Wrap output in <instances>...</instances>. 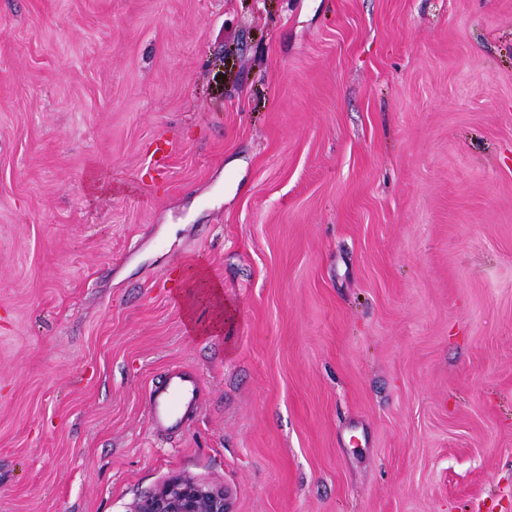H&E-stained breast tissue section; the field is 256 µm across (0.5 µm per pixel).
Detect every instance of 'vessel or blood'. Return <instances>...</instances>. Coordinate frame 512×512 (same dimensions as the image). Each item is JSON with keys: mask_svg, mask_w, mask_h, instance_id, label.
Listing matches in <instances>:
<instances>
[{"mask_svg": "<svg viewBox=\"0 0 512 512\" xmlns=\"http://www.w3.org/2000/svg\"><path fill=\"white\" fill-rule=\"evenodd\" d=\"M195 375L180 367L168 370L162 384L149 393V418L153 430L164 434L190 426L199 410Z\"/></svg>", "mask_w": 512, "mask_h": 512, "instance_id": "obj_1", "label": "vessel or blood"}]
</instances>
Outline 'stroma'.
Listing matches in <instances>:
<instances>
[{
	"instance_id": "35a3bbf8",
	"label": "stroma",
	"mask_w": 512,
	"mask_h": 512,
	"mask_svg": "<svg viewBox=\"0 0 512 512\" xmlns=\"http://www.w3.org/2000/svg\"><path fill=\"white\" fill-rule=\"evenodd\" d=\"M173 364L202 402L160 438ZM177 474L512 512V0H0V512ZM184 277L188 278L189 288H194L189 299L182 304L184 320L196 337L220 335L224 332V323L234 318L230 306L224 303L221 284L212 279L207 268L200 262L188 260L184 263ZM207 300L211 310L210 318L205 322L195 318V304L199 297Z\"/></svg>"
}]
</instances>
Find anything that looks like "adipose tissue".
Returning a JSON list of instances; mask_svg holds the SVG:
<instances>
[{
  "instance_id": "1",
  "label": "adipose tissue",
  "mask_w": 512,
  "mask_h": 512,
  "mask_svg": "<svg viewBox=\"0 0 512 512\" xmlns=\"http://www.w3.org/2000/svg\"><path fill=\"white\" fill-rule=\"evenodd\" d=\"M184 275L192 289L189 299L183 305L184 320L192 334L198 337L222 334L224 325L234 317L230 306L225 304L221 284L212 279L207 268L195 260L184 264ZM206 299L211 310L207 321L200 322L195 318V304L198 299Z\"/></svg>"
}]
</instances>
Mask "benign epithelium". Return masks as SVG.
Listing matches in <instances>:
<instances>
[{
    "label": "benign epithelium",
    "mask_w": 512,
    "mask_h": 512,
    "mask_svg": "<svg viewBox=\"0 0 512 512\" xmlns=\"http://www.w3.org/2000/svg\"><path fill=\"white\" fill-rule=\"evenodd\" d=\"M130 512H230L224 486L176 475L133 505Z\"/></svg>",
    "instance_id": "obj_1"
}]
</instances>
